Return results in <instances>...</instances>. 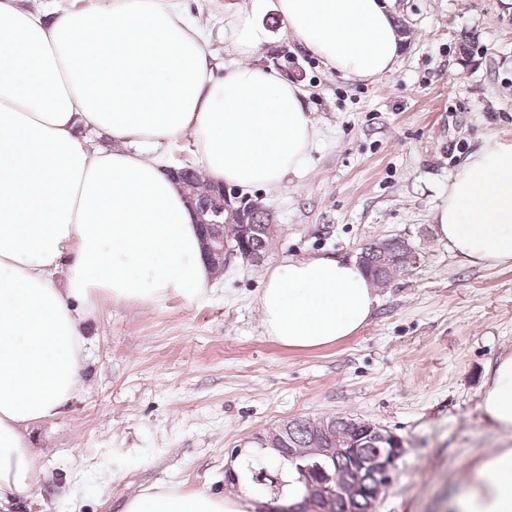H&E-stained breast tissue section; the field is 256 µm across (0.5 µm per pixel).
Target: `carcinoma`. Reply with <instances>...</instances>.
I'll return each mask as SVG.
<instances>
[{
	"label": "carcinoma",
	"mask_w": 512,
	"mask_h": 512,
	"mask_svg": "<svg viewBox=\"0 0 512 512\" xmlns=\"http://www.w3.org/2000/svg\"><path fill=\"white\" fill-rule=\"evenodd\" d=\"M179 181L189 191H206L196 196L198 206L208 202V192L216 188V184L205 177L199 169L187 164L177 168ZM366 258L362 268L373 281L391 282L396 275L407 270L400 253H395L388 263L379 259L377 243L371 242L364 247ZM355 418L336 416L323 419H293L277 425L258 438L259 447H271L277 450L283 460L288 462L289 470L297 483L304 489V495L297 502H289L295 512H371L372 504L380 496L385 495L386 485L376 481L369 475L346 486L339 495L326 496L322 492L325 475H332L339 470L348 469L354 459H364L376 455L384 444L364 435L359 436L353 426ZM353 448L355 456L348 454L327 459L321 456L309 458L314 466L306 472L297 470L293 462L288 460L286 453L294 448ZM250 480L276 491L281 486L278 469L259 463L248 467Z\"/></svg>",
	"instance_id": "cac0c4a2"
}]
</instances>
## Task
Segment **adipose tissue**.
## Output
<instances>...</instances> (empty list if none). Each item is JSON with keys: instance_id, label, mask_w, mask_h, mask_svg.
<instances>
[{"instance_id": "1", "label": "adipose tissue", "mask_w": 512, "mask_h": 512, "mask_svg": "<svg viewBox=\"0 0 512 512\" xmlns=\"http://www.w3.org/2000/svg\"><path fill=\"white\" fill-rule=\"evenodd\" d=\"M260 0H228L224 68L209 25L183 0H0V512L40 485L31 427L82 387L83 324L99 305L200 296L212 278L185 189L157 154L186 138L212 180L277 189L305 159L315 125L295 81L253 63L269 35ZM285 31L327 68L373 81L404 41L387 0H276ZM438 240L473 267L512 266V146L468 158L434 213ZM375 283L357 261L271 263L258 295L264 333L317 349L371 318ZM482 408L500 445L461 483L453 512H512V355ZM233 468L218 496L175 487L131 495L123 512H257L265 492Z\"/></svg>"}]
</instances>
